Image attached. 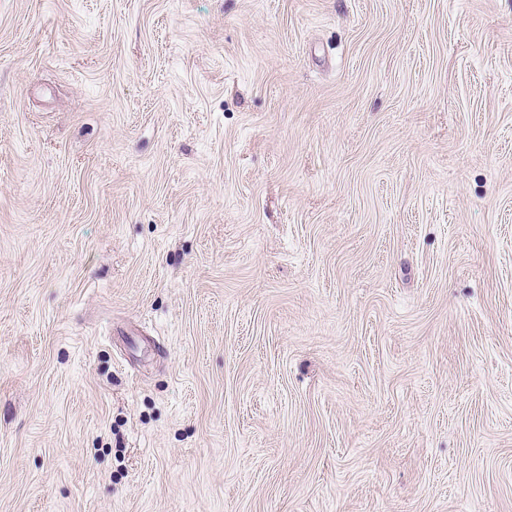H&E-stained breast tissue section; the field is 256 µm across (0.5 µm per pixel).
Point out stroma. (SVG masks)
Here are the masks:
<instances>
[{
    "mask_svg": "<svg viewBox=\"0 0 512 512\" xmlns=\"http://www.w3.org/2000/svg\"><path fill=\"white\" fill-rule=\"evenodd\" d=\"M0 512H512V0H0Z\"/></svg>",
    "mask_w": 512,
    "mask_h": 512,
    "instance_id": "1",
    "label": "stroma"
}]
</instances>
